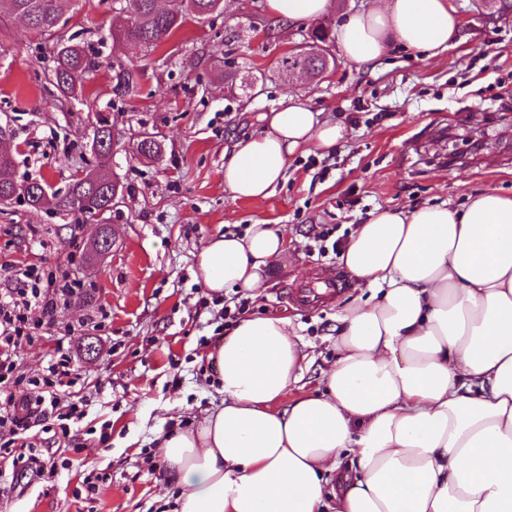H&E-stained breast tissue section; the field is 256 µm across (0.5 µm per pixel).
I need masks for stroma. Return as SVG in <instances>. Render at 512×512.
I'll return each mask as SVG.
<instances>
[{"instance_id":"stroma-1","label":"stroma","mask_w":512,"mask_h":512,"mask_svg":"<svg viewBox=\"0 0 512 512\" xmlns=\"http://www.w3.org/2000/svg\"><path fill=\"white\" fill-rule=\"evenodd\" d=\"M453 3L462 39L444 55L427 59L396 45L371 70L347 62L331 40L336 66L315 77L272 70L312 25L281 28L265 0H225L223 15L186 20L151 52L113 44L110 0H73L66 31L91 43L100 61L76 100L49 82L50 41L0 14V125L10 130L4 146L15 157L16 179L41 178L67 191L96 165L89 142L105 116L114 137L109 166L123 186L111 209L93 214L0 204V262L58 265L85 284L58 310V324L106 314L101 329L70 343L83 368L75 388L86 400L85 417L67 439L37 435V452L54 471L19 467L0 475V512H171V492L144 455L159 431L223 399L214 387L217 365L207 359L219 322L202 305L205 289L193 275L210 235L256 223L285 232V264L267 273L247 314L283 315L297 325L310 359L302 380L309 391L336 359V316L368 295L338 256L310 253L320 227L336 226L347 237L379 207L461 209L479 191L512 195V83L493 87L512 71V10L490 18L477 0ZM119 63L141 69L138 96L113 95ZM292 95L341 121L343 140L328 155L294 153L267 199L233 198L224 187L225 153L261 134L263 115ZM147 131L165 148L153 162L136 150ZM104 225L115 237L111 252L73 253L72 240L90 248ZM330 271L346 283L334 300L289 304L286 289L310 287ZM89 341L95 353H86ZM90 475L98 489L85 495Z\"/></svg>"}]
</instances>
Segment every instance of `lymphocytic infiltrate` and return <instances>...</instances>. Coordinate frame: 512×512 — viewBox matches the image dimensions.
<instances>
[{
  "instance_id": "obj_1",
  "label": "lymphocytic infiltrate",
  "mask_w": 512,
  "mask_h": 512,
  "mask_svg": "<svg viewBox=\"0 0 512 512\" xmlns=\"http://www.w3.org/2000/svg\"><path fill=\"white\" fill-rule=\"evenodd\" d=\"M14 287L0 292V472L18 464L36 463L35 454H12L5 436L32 429L50 432L51 420H79L85 399L78 393L59 397L58 387L75 384L81 366L70 352L51 358L43 373L25 377L16 372V354L34 338L51 333L56 312L84 287L70 273L46 269L43 263L0 264Z\"/></svg>"
}]
</instances>
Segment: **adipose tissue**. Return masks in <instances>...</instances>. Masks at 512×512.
Here are the masks:
<instances>
[{"label":"adipose tissue","instance_id":"1","mask_svg":"<svg viewBox=\"0 0 512 512\" xmlns=\"http://www.w3.org/2000/svg\"><path fill=\"white\" fill-rule=\"evenodd\" d=\"M333 8L265 0L288 24ZM461 30L450 0H379L334 27L360 68L395 43L439 56ZM265 120L225 157L233 198L269 197L292 154L344 137L299 95ZM287 252L279 227L252 224L208 237L194 276L215 295L257 296ZM340 262L370 296L337 317L321 390L289 394L307 365L290 318H244L213 340L222 406L156 437L175 512H323L329 496L333 512H512V197L377 208Z\"/></svg>","mask_w":512,"mask_h":512}]
</instances>
